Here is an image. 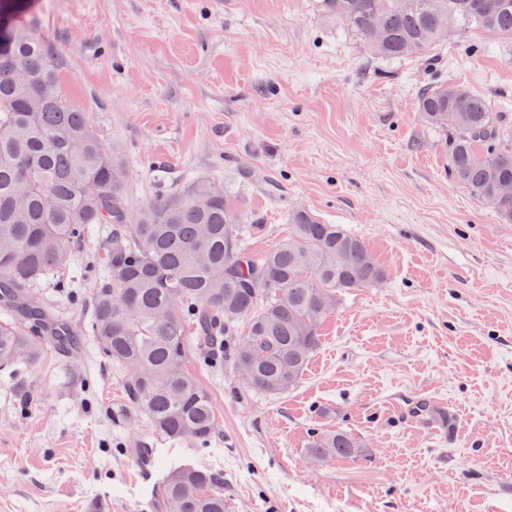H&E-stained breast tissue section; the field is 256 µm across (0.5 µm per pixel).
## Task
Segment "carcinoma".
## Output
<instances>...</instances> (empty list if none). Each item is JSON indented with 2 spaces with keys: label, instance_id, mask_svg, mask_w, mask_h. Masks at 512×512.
<instances>
[{
  "label": "carcinoma",
  "instance_id": "1",
  "mask_svg": "<svg viewBox=\"0 0 512 512\" xmlns=\"http://www.w3.org/2000/svg\"><path fill=\"white\" fill-rule=\"evenodd\" d=\"M0 59L48 94L29 106L28 87L0 71V371L35 365L48 338L71 357L86 345L124 373L129 412L154 435L210 445L218 416L188 373L190 356L212 366L229 356L250 391L294 387L342 294L385 279L363 240L303 208L288 212V239L261 255L245 245L259 229L224 185L197 179L134 212L125 173L105 141L58 85L51 52L16 18L25 0H0ZM321 10L388 60L426 55L453 32L478 29L512 40V0H319ZM422 118L448 136V169L512 221V124L494 102L459 83L424 90ZM101 231L99 287L80 331L37 289L70 266ZM342 431L317 433L310 455L346 458ZM156 512H225L224 476L183 465L155 491Z\"/></svg>",
  "mask_w": 512,
  "mask_h": 512
}]
</instances>
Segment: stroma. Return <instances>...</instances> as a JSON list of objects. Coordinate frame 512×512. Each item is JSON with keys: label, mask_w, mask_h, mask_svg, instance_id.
Returning a JSON list of instances; mask_svg holds the SVG:
<instances>
[{"label": "stroma", "mask_w": 512, "mask_h": 512, "mask_svg": "<svg viewBox=\"0 0 512 512\" xmlns=\"http://www.w3.org/2000/svg\"><path fill=\"white\" fill-rule=\"evenodd\" d=\"M19 21L115 145L131 210L214 178L260 224L253 252L302 206L361 238L386 278L343 295L283 395L189 358L219 419L206 448L118 420L123 377L93 351L48 345L37 367L0 372V512H154L174 464L221 471L227 512H512V222L452 179L417 109L424 88L458 82L512 113L511 42L472 30L428 58L379 59L318 0H31ZM100 242L74 256L81 287L41 291L79 327ZM422 401L446 403L455 434L411 421ZM336 430L352 454L312 460V435Z\"/></svg>", "instance_id": "obj_1"}]
</instances>
